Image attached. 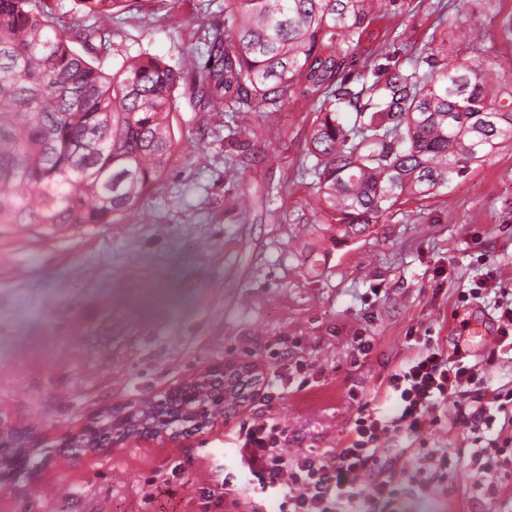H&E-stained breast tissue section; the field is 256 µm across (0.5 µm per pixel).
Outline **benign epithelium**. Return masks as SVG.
<instances>
[{"mask_svg": "<svg viewBox=\"0 0 512 512\" xmlns=\"http://www.w3.org/2000/svg\"><path fill=\"white\" fill-rule=\"evenodd\" d=\"M231 381L238 394V402L244 403L253 395L256 387L254 370L247 364L208 365L184 378L179 384L163 390L157 395V403L165 404L177 397L183 402V409L175 415L159 413L153 424L141 426L139 409L135 403H122L105 408L94 414L76 433L55 441L57 448H78L81 454L107 451L132 437L161 438L178 440L203 433L213 419L193 403L198 387L215 385L218 393L215 399H224V383ZM1 448H25L32 451L43 447V443H30L13 431L0 425Z\"/></svg>", "mask_w": 512, "mask_h": 512, "instance_id": "7a95c632", "label": "benign epithelium"}]
</instances>
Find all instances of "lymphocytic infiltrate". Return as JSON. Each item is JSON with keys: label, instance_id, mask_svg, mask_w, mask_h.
Segmentation results:
<instances>
[{"label": "lymphocytic infiltrate", "instance_id": "f902f5d3", "mask_svg": "<svg viewBox=\"0 0 512 512\" xmlns=\"http://www.w3.org/2000/svg\"><path fill=\"white\" fill-rule=\"evenodd\" d=\"M415 354L393 369L382 383L393 402L385 413L359 393L339 447L307 450L295 457L283 454L288 428L268 418L240 424L235 444L242 469L258 490L281 499L280 512H361L364 505L391 504L405 494L406 483L441 485L456 460L439 448L419 450L413 473L400 478L380 464V447L390 435L402 432L421 438L436 427L440 411L452 404L457 420L466 427L499 428L512 432V385L486 390L485 362L471 363L460 350H448L439 337L411 336ZM214 507L226 512H261L233 476L205 492Z\"/></svg>", "mask_w": 512, "mask_h": 512}]
</instances>
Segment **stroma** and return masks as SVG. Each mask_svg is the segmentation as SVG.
<instances>
[{"label": "stroma", "mask_w": 512, "mask_h": 512, "mask_svg": "<svg viewBox=\"0 0 512 512\" xmlns=\"http://www.w3.org/2000/svg\"><path fill=\"white\" fill-rule=\"evenodd\" d=\"M410 0L389 27L408 50L425 40L436 3ZM501 75H512V0H476ZM224 0H132L110 25L112 50L178 65L207 61ZM316 118L310 105L252 115L247 141L232 139L227 105L200 111L180 87L171 121L178 141L163 177L135 217L85 224L54 237L0 225V423L42 436L77 430L115 403L139 401L206 365L248 363L260 390L199 435L140 438L76 457L60 448L26 458V478L0 475V512H214L205 487L240 474L234 433L267 417L288 428L287 452L336 447L356 388L386 407L380 378L414 351L406 333H431L468 360L463 321L496 332L492 298L460 302L463 289L500 272L512 289V148L503 147L449 188L409 200L361 236L340 242L330 198L302 170ZM374 348L356 359L353 338ZM312 389H288L295 358ZM495 431H470L445 412L423 441L397 435L380 451L401 468L414 448L459 459L447 490H416L394 512H512V493L484 498L475 449Z\"/></svg>", "instance_id": "35a3bbf8"}]
</instances>
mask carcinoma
I'll return each mask as SVG.
<instances>
[{"label":"carcinoma","mask_w":512,"mask_h":512,"mask_svg":"<svg viewBox=\"0 0 512 512\" xmlns=\"http://www.w3.org/2000/svg\"><path fill=\"white\" fill-rule=\"evenodd\" d=\"M98 24L70 31L0 0V224L46 235L133 216L166 172L168 122L183 71L205 106L278 111L312 103L306 168L331 199L341 238L363 233L411 197L428 198L512 145V78L485 57L481 28L438 17L423 46L401 35L369 46L405 0H224V30L173 68L152 55L112 54V71L75 49L109 36L127 0H79ZM360 57V69H349Z\"/></svg>","instance_id":"carcinoma-1"}]
</instances>
